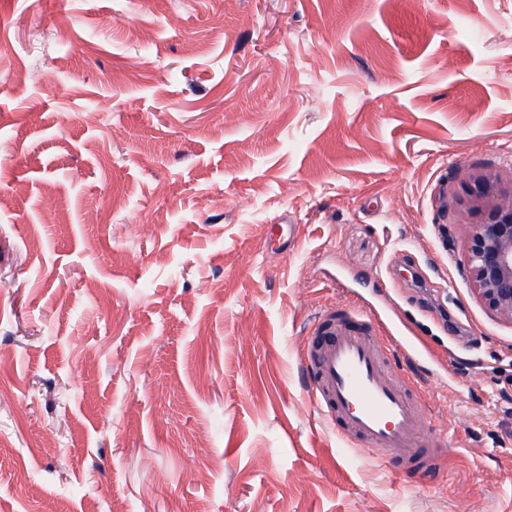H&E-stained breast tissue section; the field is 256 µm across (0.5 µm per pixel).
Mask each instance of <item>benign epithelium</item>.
<instances>
[{
  "label": "benign epithelium",
  "instance_id": "benign-epithelium-1",
  "mask_svg": "<svg viewBox=\"0 0 512 512\" xmlns=\"http://www.w3.org/2000/svg\"><path fill=\"white\" fill-rule=\"evenodd\" d=\"M462 216L472 290L494 317L512 324V178L472 172Z\"/></svg>",
  "mask_w": 512,
  "mask_h": 512
}]
</instances>
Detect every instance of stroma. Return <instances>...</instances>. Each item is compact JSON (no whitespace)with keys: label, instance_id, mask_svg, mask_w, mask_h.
I'll use <instances>...</instances> for the list:
<instances>
[{"label":"stroma","instance_id":"1","mask_svg":"<svg viewBox=\"0 0 512 512\" xmlns=\"http://www.w3.org/2000/svg\"><path fill=\"white\" fill-rule=\"evenodd\" d=\"M512 0H0V512H512ZM360 281L459 445L392 476L298 352ZM462 216L472 290L494 317L512 325V176L473 171Z\"/></svg>","mask_w":512,"mask_h":512}]
</instances>
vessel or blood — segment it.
<instances>
[{
    "label": "vessel or blood",
    "instance_id": "vessel-or-blood-1",
    "mask_svg": "<svg viewBox=\"0 0 512 512\" xmlns=\"http://www.w3.org/2000/svg\"><path fill=\"white\" fill-rule=\"evenodd\" d=\"M396 348L413 357L421 354L389 307L366 300L323 310L302 359L312 378L309 400L346 440L377 453L401 451L431 474L445 451L430 437L432 418L397 375L390 359Z\"/></svg>",
    "mask_w": 512,
    "mask_h": 512
}]
</instances>
